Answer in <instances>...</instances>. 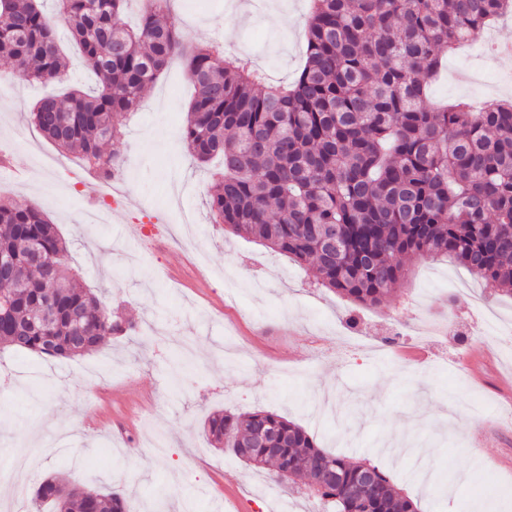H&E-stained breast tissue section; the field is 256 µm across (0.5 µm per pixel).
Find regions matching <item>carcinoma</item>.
<instances>
[{"label": "carcinoma", "instance_id": "cac0c4a2", "mask_svg": "<svg viewBox=\"0 0 512 512\" xmlns=\"http://www.w3.org/2000/svg\"><path fill=\"white\" fill-rule=\"evenodd\" d=\"M126 2L56 0L54 18L42 0H0V52L20 78L67 80L58 19L98 77L93 92L48 95L32 107L35 127L56 146L112 178L116 161L102 145L180 57L194 86L187 149L201 165L223 161L208 194L212 223L308 267L318 285L365 307L391 293L410 260L446 258L512 294V103L426 105L441 54L511 13L512 0H312L306 62L290 86L267 83L215 44L186 50L159 0L126 28ZM322 224L336 225L334 252L314 232ZM67 255L41 210L0 197V259L10 262L0 296L11 299L0 313V349L74 358L107 335L135 331L76 280ZM205 430L254 470L304 479L322 512H416L378 465L325 451L276 413L214 412ZM32 502L36 512H126L116 490L52 478Z\"/></svg>", "mask_w": 512, "mask_h": 512}]
</instances>
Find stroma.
I'll return each instance as SVG.
<instances>
[{"mask_svg": "<svg viewBox=\"0 0 512 512\" xmlns=\"http://www.w3.org/2000/svg\"><path fill=\"white\" fill-rule=\"evenodd\" d=\"M187 45L210 39L268 82L305 63L310 0H181ZM512 18L445 54L427 107L512 95ZM47 86L0 54V196L43 211L69 266L113 312L137 322L73 359L0 351V512H34L11 492L10 465L34 457L50 476L123 491L129 512H314L203 431L217 410L271 411L320 447L386 469L418 512H512V296L449 261L413 262L375 308L317 286L305 268L212 223L215 166L181 131L192 86L173 61L106 147L129 198L91 196L90 168L33 126ZM430 446L429 479L407 451Z\"/></svg>", "mask_w": 512, "mask_h": 512, "instance_id": "stroma-1", "label": "stroma"}]
</instances>
